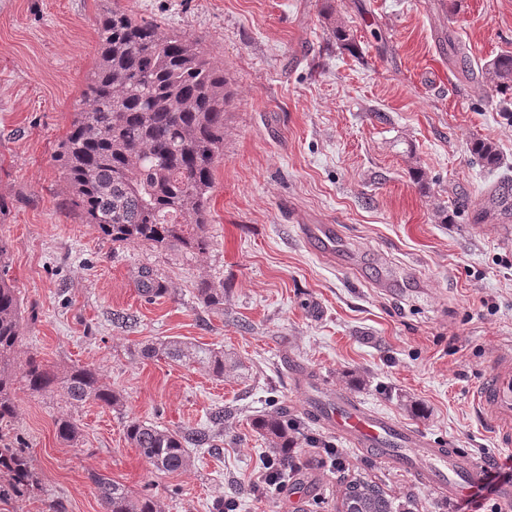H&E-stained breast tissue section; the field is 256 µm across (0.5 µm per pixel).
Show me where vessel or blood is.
Listing matches in <instances>:
<instances>
[{
	"instance_id": "obj_1",
	"label": "vessel or blood",
	"mask_w": 512,
	"mask_h": 512,
	"mask_svg": "<svg viewBox=\"0 0 512 512\" xmlns=\"http://www.w3.org/2000/svg\"><path fill=\"white\" fill-rule=\"evenodd\" d=\"M307 409L325 428L352 447L386 465L411 469L436 495L467 496L488 463L455 448L430 447L424 436L388 415L361 405L346 394L332 395L317 383L306 385ZM480 414L495 426L502 445L512 444V369L493 366L474 393Z\"/></svg>"
}]
</instances>
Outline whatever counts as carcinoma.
Instances as JSON below:
<instances>
[{
	"instance_id": "carcinoma-1",
	"label": "carcinoma",
	"mask_w": 512,
	"mask_h": 512,
	"mask_svg": "<svg viewBox=\"0 0 512 512\" xmlns=\"http://www.w3.org/2000/svg\"><path fill=\"white\" fill-rule=\"evenodd\" d=\"M98 33V65L56 155L72 207L114 244L202 253L208 247L204 228L213 173L224 155L229 101L224 68L211 62L197 40L137 18L120 0H112V8L100 17ZM482 85L500 95L512 91V54L503 53L487 66ZM470 150L486 166L499 163L491 142L477 139ZM9 266L10 246L0 239V424L7 427L17 419L20 386L32 393L57 392L74 406L119 405L120 397L93 367L73 365L60 372L34 353L19 361L22 310L8 279ZM136 287L148 301L168 293L165 281L150 268L138 271ZM197 293L206 306L224 308V286L203 279ZM140 355L197 365L224 377L222 349L168 339L140 347ZM55 425L57 438L77 443L79 427L73 419L61 417ZM253 427L280 457L285 473L296 469L292 448L298 438L313 448L327 447L305 434L285 407L258 416ZM223 428L224 410L219 409L206 428L171 430L131 418L124 435L152 471L166 475L191 466L190 448L218 450ZM91 481L103 512H161L152 494L135 493L100 473L91 475ZM38 490L40 482L21 439L1 434L0 502L7 505ZM344 495L349 512H409L366 481L348 484Z\"/></svg>"
}]
</instances>
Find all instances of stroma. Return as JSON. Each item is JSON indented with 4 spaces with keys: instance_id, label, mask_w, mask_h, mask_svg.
Returning <instances> with one entry per match:
<instances>
[{
    "instance_id": "35a3bbf8",
    "label": "stroma",
    "mask_w": 512,
    "mask_h": 512,
    "mask_svg": "<svg viewBox=\"0 0 512 512\" xmlns=\"http://www.w3.org/2000/svg\"><path fill=\"white\" fill-rule=\"evenodd\" d=\"M335 13L326 17L324 6ZM165 31L198 39L233 93L214 170L205 252L115 245L82 223L55 160L98 60V20L112 0H0V238L23 301L20 356L88 365L121 403L72 406L19 389L14 425L42 492L5 512H102L101 473L155 495L163 512H340L364 478L412 512H453L411 472L379 463L310 420L295 369L390 415L441 448L507 456L475 411L491 362L512 368V223H474L512 176V104L482 91L481 72L512 53V0H122ZM341 24L354 51L340 48ZM495 142L488 168L469 151ZM467 207H460V197ZM300 224H330L336 253L305 244ZM152 268L167 294L135 287ZM224 286L205 307L196 285ZM223 349V378L145 344ZM287 407L325 448L299 443L281 487L250 488L271 451L252 422ZM229 412L216 453L160 475L125 440L137 418L170 429ZM70 416L76 445L56 436ZM333 447L335 458L325 449Z\"/></svg>"
}]
</instances>
